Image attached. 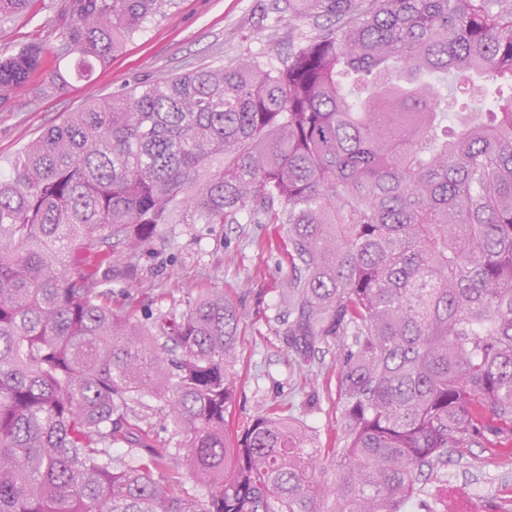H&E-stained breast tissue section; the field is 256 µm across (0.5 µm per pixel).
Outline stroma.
<instances>
[{
	"instance_id": "obj_1",
	"label": "stroma",
	"mask_w": 512,
	"mask_h": 512,
	"mask_svg": "<svg viewBox=\"0 0 512 512\" xmlns=\"http://www.w3.org/2000/svg\"><path fill=\"white\" fill-rule=\"evenodd\" d=\"M271 0H170L163 12L90 78L51 84L48 70L0 97V172L25 144L95 98L208 65L258 55L276 65L327 17L280 18ZM67 0H36L23 17L0 21V52L37 40L57 44ZM280 224H175L138 254L131 272L112 283L152 311L181 313L209 288H220L239 310L233 371L237 389L226 418L242 433L269 407L298 425L312 448L343 445L337 392L341 350L319 344L310 363L290 352L279 320L288 265ZM401 512H512V453L483 442L449 452L436 477Z\"/></svg>"
}]
</instances>
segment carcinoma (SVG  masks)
<instances>
[{"label": "carcinoma", "mask_w": 512, "mask_h": 512, "mask_svg": "<svg viewBox=\"0 0 512 512\" xmlns=\"http://www.w3.org/2000/svg\"><path fill=\"white\" fill-rule=\"evenodd\" d=\"M33 2L0 0V20ZM165 2L69 0L59 44L0 53V95L49 55L53 84L88 77ZM272 12L330 24L277 65L93 101L0 177V512H400L448 449L512 439V3ZM480 78L509 93L472 105ZM243 214L287 225L296 358L346 346L341 448L307 447L275 408L230 439L240 313L224 289L178 317L112 305V248L131 261L166 224ZM146 396L205 497L139 425Z\"/></svg>", "instance_id": "cac0c4a2"}]
</instances>
